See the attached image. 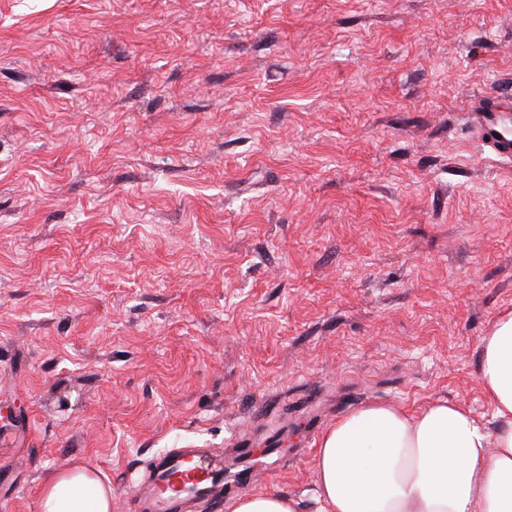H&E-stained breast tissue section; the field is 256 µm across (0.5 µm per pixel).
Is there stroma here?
I'll return each mask as SVG.
<instances>
[{
  "mask_svg": "<svg viewBox=\"0 0 512 512\" xmlns=\"http://www.w3.org/2000/svg\"><path fill=\"white\" fill-rule=\"evenodd\" d=\"M512 0H0V506L67 466L138 512L146 463L280 421L224 499L316 512L322 432L373 402L496 427ZM512 94H489L473 100L468 119L483 144L501 158H512ZM499 134V137H496ZM229 512H298L294 499L273 493H263L247 499L233 500Z\"/></svg>",
  "mask_w": 512,
  "mask_h": 512,
  "instance_id": "stroma-1",
  "label": "stroma"
}]
</instances>
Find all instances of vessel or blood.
<instances>
[{
  "instance_id": "1",
  "label": "vessel or blood",
  "mask_w": 512,
  "mask_h": 512,
  "mask_svg": "<svg viewBox=\"0 0 512 512\" xmlns=\"http://www.w3.org/2000/svg\"><path fill=\"white\" fill-rule=\"evenodd\" d=\"M468 118L491 152L512 158V94L473 100ZM227 466L217 448H172L156 457L136 493L145 512H187L189 505L210 501L223 487Z\"/></svg>"
}]
</instances>
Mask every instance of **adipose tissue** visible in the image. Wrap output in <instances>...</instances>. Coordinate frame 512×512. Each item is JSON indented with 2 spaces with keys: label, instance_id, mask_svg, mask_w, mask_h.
<instances>
[{
  "label": "adipose tissue",
  "instance_id": "adipose-tissue-1",
  "mask_svg": "<svg viewBox=\"0 0 512 512\" xmlns=\"http://www.w3.org/2000/svg\"><path fill=\"white\" fill-rule=\"evenodd\" d=\"M478 381L496 428L448 401L338 418L317 445V512H512V310L482 338ZM40 512H112V492L87 470L53 472Z\"/></svg>",
  "mask_w": 512,
  "mask_h": 512
}]
</instances>
